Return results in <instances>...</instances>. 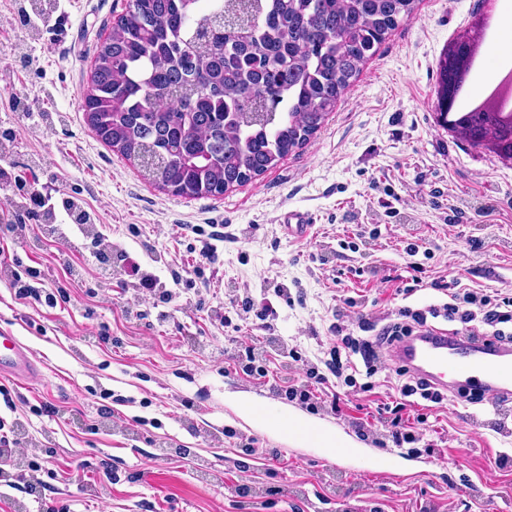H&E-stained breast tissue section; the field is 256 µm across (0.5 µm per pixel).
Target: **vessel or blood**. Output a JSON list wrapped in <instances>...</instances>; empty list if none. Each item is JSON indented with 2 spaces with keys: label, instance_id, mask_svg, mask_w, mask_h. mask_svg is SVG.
Segmentation results:
<instances>
[{
  "label": "vessel or blood",
  "instance_id": "1",
  "mask_svg": "<svg viewBox=\"0 0 512 512\" xmlns=\"http://www.w3.org/2000/svg\"><path fill=\"white\" fill-rule=\"evenodd\" d=\"M289 239L308 240L312 218L308 212L291 210L282 219ZM384 357L389 366L403 367L410 374L425 378L432 387L450 392L465 388L472 392H490L512 396V345L487 336L448 333L425 327L388 345ZM35 369L33 356L16 337L0 332V374L17 379L27 378ZM259 427L275 425L292 443H309L312 432L307 425L289 422L277 411L254 412Z\"/></svg>",
  "mask_w": 512,
  "mask_h": 512
}]
</instances>
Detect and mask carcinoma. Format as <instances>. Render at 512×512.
I'll use <instances>...</instances> for the list:
<instances>
[{"instance_id":"1","label":"carcinoma","mask_w":512,"mask_h":512,"mask_svg":"<svg viewBox=\"0 0 512 512\" xmlns=\"http://www.w3.org/2000/svg\"><path fill=\"white\" fill-rule=\"evenodd\" d=\"M128 0L97 45L81 110L163 189L219 197L276 166L334 111L415 0ZM51 0H17L27 25ZM436 120L512 159V112Z\"/></svg>"}]
</instances>
